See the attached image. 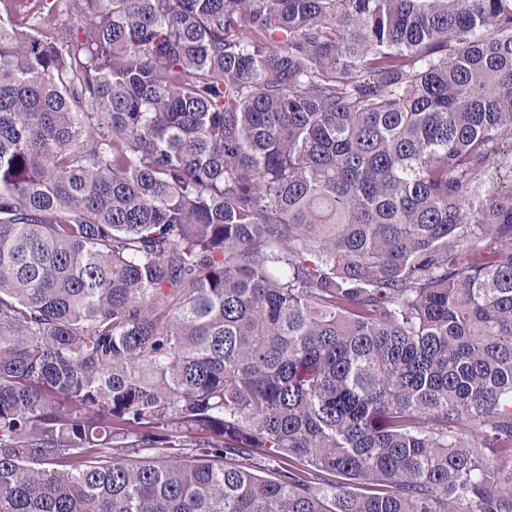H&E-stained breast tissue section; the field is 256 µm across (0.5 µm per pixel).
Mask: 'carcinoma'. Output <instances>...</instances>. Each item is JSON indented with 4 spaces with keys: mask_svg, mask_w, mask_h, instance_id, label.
Listing matches in <instances>:
<instances>
[{
    "mask_svg": "<svg viewBox=\"0 0 512 512\" xmlns=\"http://www.w3.org/2000/svg\"><path fill=\"white\" fill-rule=\"evenodd\" d=\"M512 0H0V512H512Z\"/></svg>",
    "mask_w": 512,
    "mask_h": 512,
    "instance_id": "obj_1",
    "label": "carcinoma"
}]
</instances>
